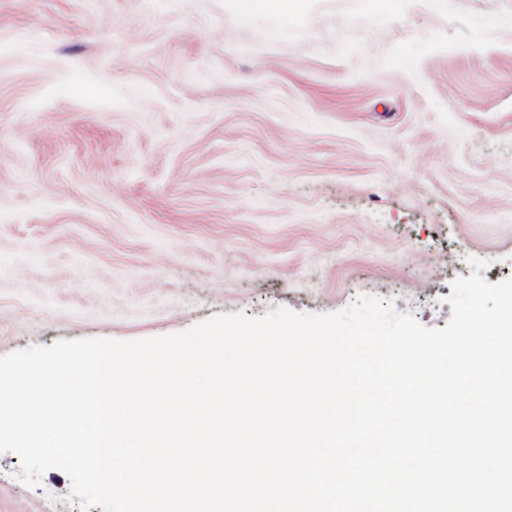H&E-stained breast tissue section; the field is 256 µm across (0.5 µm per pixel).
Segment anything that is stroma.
Segmentation results:
<instances>
[{"mask_svg":"<svg viewBox=\"0 0 512 512\" xmlns=\"http://www.w3.org/2000/svg\"><path fill=\"white\" fill-rule=\"evenodd\" d=\"M512 279V0H0V356ZM0 453V512L83 510Z\"/></svg>","mask_w":512,"mask_h":512,"instance_id":"35a3bbf8","label":"stroma"}]
</instances>
